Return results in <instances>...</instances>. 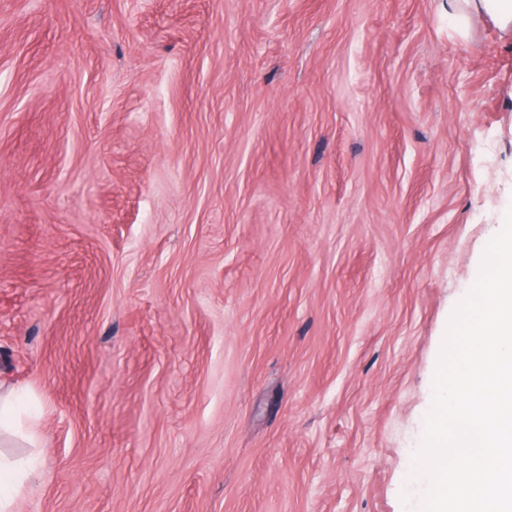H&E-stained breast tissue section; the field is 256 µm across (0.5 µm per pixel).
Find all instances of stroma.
Returning a JSON list of instances; mask_svg holds the SVG:
<instances>
[{"mask_svg":"<svg viewBox=\"0 0 512 512\" xmlns=\"http://www.w3.org/2000/svg\"><path fill=\"white\" fill-rule=\"evenodd\" d=\"M512 209V34L448 0H0L13 512H418Z\"/></svg>","mask_w":512,"mask_h":512,"instance_id":"stroma-1","label":"stroma"}]
</instances>
